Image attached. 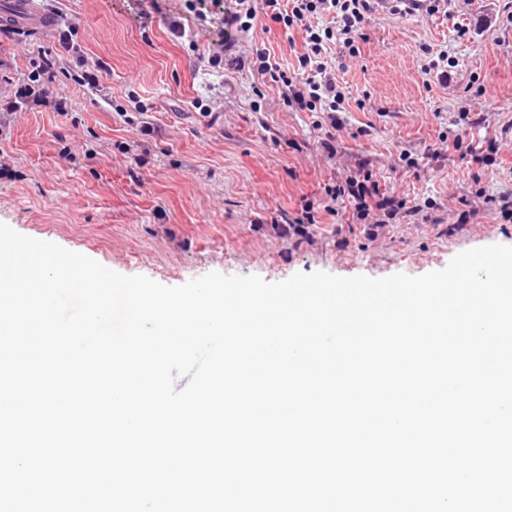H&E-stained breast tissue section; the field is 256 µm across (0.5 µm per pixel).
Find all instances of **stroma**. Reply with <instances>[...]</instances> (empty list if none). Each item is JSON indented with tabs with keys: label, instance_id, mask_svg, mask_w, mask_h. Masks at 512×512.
Segmentation results:
<instances>
[{
	"label": "stroma",
	"instance_id": "35a3bbf8",
	"mask_svg": "<svg viewBox=\"0 0 512 512\" xmlns=\"http://www.w3.org/2000/svg\"><path fill=\"white\" fill-rule=\"evenodd\" d=\"M506 3L452 0L447 14L434 17L376 13L360 57L336 71L351 97L331 156L319 146L318 113L292 109L278 87L249 70L198 69V52L223 39L220 17H187V42L168 27L184 15L182 0H37L73 26L88 63L103 64L101 89L76 83L81 68L66 55L54 84L66 111L0 113V163L10 169L0 176V223L165 286L211 272L269 283L317 271L420 276L471 248L512 246V223L498 211L458 221L463 201L476 192H512ZM57 43V31L23 34L0 23L1 101L29 76L39 51ZM424 44L453 57L447 82L425 73ZM261 47L296 66L279 28L255 27L237 43L246 59ZM198 99L211 102L210 116L194 109ZM139 101L149 107L142 116ZM464 113L468 143L492 138L500 146L479 179L470 158L440 148ZM145 123L147 135L140 132ZM124 143L147 148L144 166L121 152ZM404 151L418 168L400 160ZM362 164L382 193L431 201L427 217H399L373 229L358 222L353 206L325 213L326 187L356 175ZM308 201L318 223L286 234L277 217L297 216Z\"/></svg>",
	"mask_w": 512,
	"mask_h": 512
}]
</instances>
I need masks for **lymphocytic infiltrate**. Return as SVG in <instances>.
<instances>
[{"label":"lymphocytic infiltrate","instance_id":"lymphocytic-infiltrate-1","mask_svg":"<svg viewBox=\"0 0 512 512\" xmlns=\"http://www.w3.org/2000/svg\"><path fill=\"white\" fill-rule=\"evenodd\" d=\"M187 13L196 17L207 14L220 16L225 32L239 35L249 33L260 19L279 24L285 36L301 31L304 51L298 58V67L287 70L272 57L268 49L256 50L250 60L229 56L223 51L199 54L205 70L223 67H249L265 81L281 88L290 106L302 112L325 114L330 125L320 141L327 153H334L335 129L341 125L338 117L349 96L346 86L336 78L335 69L326 60L332 53L357 56L360 42L366 41V28L380 6V0H234L232 10H225L224 0H184ZM59 53L40 51L34 70L15 92L13 110L34 104L56 112L66 109L63 98L56 96L54 82ZM331 200L354 199L358 219H368L372 211H382L387 218L412 217L423 210L418 200L381 194L379 184L371 173L355 176L345 184L328 187Z\"/></svg>","mask_w":512,"mask_h":512}]
</instances>
